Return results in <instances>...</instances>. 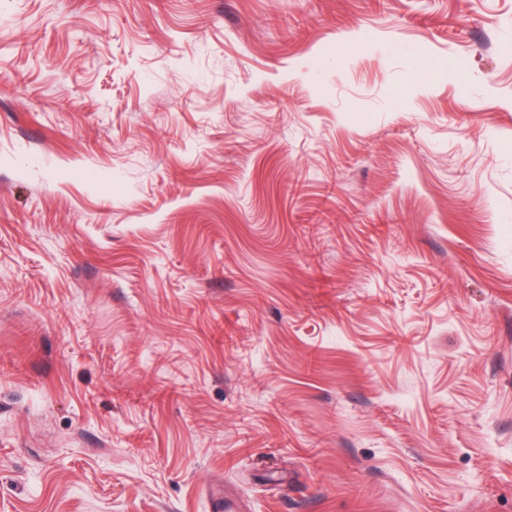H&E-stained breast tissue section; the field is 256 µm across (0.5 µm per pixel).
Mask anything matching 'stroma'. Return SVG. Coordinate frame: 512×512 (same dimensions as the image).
Listing matches in <instances>:
<instances>
[{
	"label": "stroma",
	"instance_id": "35a3bbf8",
	"mask_svg": "<svg viewBox=\"0 0 512 512\" xmlns=\"http://www.w3.org/2000/svg\"><path fill=\"white\" fill-rule=\"evenodd\" d=\"M512 0H0V512H512Z\"/></svg>",
	"mask_w": 512,
	"mask_h": 512
}]
</instances>
